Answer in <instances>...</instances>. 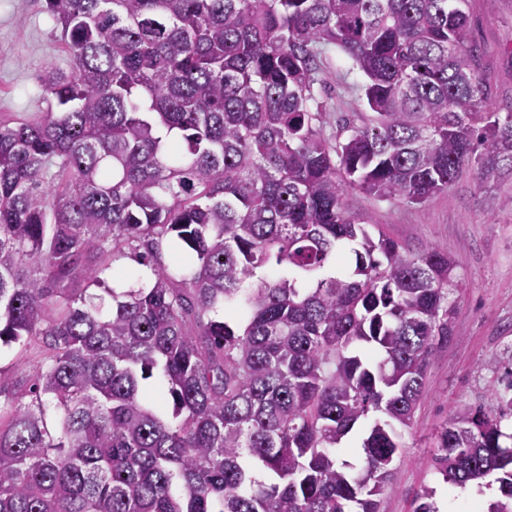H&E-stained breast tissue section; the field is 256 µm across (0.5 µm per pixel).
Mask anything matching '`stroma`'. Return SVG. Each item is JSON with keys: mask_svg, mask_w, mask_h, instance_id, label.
Here are the masks:
<instances>
[{"mask_svg": "<svg viewBox=\"0 0 512 512\" xmlns=\"http://www.w3.org/2000/svg\"><path fill=\"white\" fill-rule=\"evenodd\" d=\"M470 41L480 53L478 73L494 107L512 102V0H472ZM336 48L323 66L321 100L328 104L326 137L342 136L362 111L359 78ZM71 73L73 56L42 0H0V122L37 118L49 102L39 88L45 68ZM512 178L482 180L476 166L463 170L447 189L421 204L377 200L348 191L352 212L366 215L387 237L419 250L437 244L455 264L453 339L431 362L413 424L396 459L399 486L379 512H413L422 488L435 490L440 512H482L497 496L489 480L475 494L449 486L431 465L436 436L453 411L468 406L498 410L493 396L512 368Z\"/></svg>", "mask_w": 512, "mask_h": 512, "instance_id": "obj_1", "label": "stroma"}]
</instances>
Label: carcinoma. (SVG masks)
Returning <instances> with one entry per match:
<instances>
[{
  "label": "carcinoma",
  "mask_w": 512,
  "mask_h": 512,
  "mask_svg": "<svg viewBox=\"0 0 512 512\" xmlns=\"http://www.w3.org/2000/svg\"><path fill=\"white\" fill-rule=\"evenodd\" d=\"M470 2L44 0L75 67L0 124V343L43 352L0 382V512H379L460 284L447 250L373 235L345 195L512 176ZM332 45L365 107L334 144ZM130 254L136 285L109 286ZM508 410L455 411L431 459L456 486L493 477L485 512H512Z\"/></svg>",
  "instance_id": "cac0c4a2"
}]
</instances>
